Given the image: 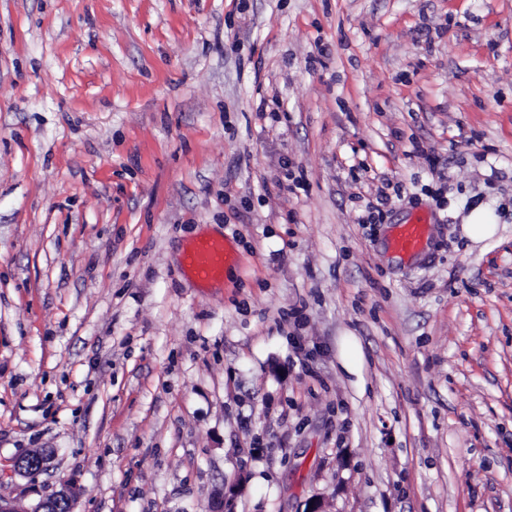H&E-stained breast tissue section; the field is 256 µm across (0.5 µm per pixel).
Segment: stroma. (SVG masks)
<instances>
[{
  "mask_svg": "<svg viewBox=\"0 0 512 512\" xmlns=\"http://www.w3.org/2000/svg\"><path fill=\"white\" fill-rule=\"evenodd\" d=\"M32 450L24 512H512V0H0V462ZM424 216H417L405 224H398L390 246L401 258L414 257L423 250L430 235V224ZM228 258L224 241L198 239L187 256V267L195 280L205 284L223 276L224 263ZM77 497L76 486L68 480H62L59 490L55 491L51 496L40 500L29 512H56L54 510L55 507L63 504V501L68 503L67 512H75L74 507Z\"/></svg>",
  "mask_w": 512,
  "mask_h": 512,
  "instance_id": "1",
  "label": "stroma"
}]
</instances>
